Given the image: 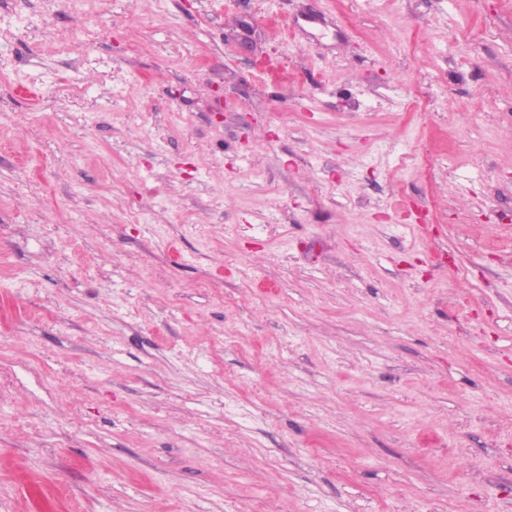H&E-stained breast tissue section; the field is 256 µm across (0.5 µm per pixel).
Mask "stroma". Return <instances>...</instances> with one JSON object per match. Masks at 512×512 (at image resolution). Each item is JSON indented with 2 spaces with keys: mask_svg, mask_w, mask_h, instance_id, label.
Here are the masks:
<instances>
[{
  "mask_svg": "<svg viewBox=\"0 0 512 512\" xmlns=\"http://www.w3.org/2000/svg\"><path fill=\"white\" fill-rule=\"evenodd\" d=\"M31 482L512 512V0H0V512Z\"/></svg>",
  "mask_w": 512,
  "mask_h": 512,
  "instance_id": "stroma-1",
  "label": "stroma"
}]
</instances>
